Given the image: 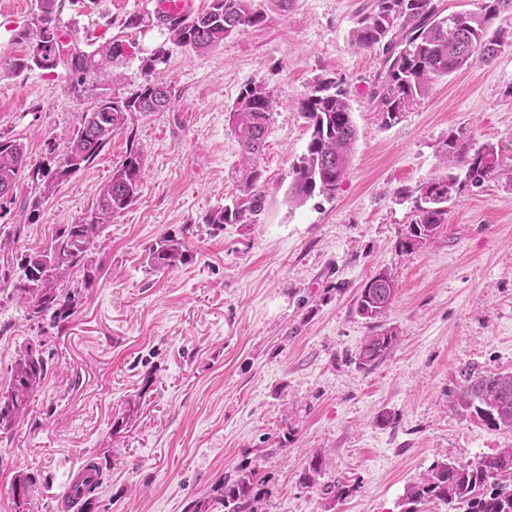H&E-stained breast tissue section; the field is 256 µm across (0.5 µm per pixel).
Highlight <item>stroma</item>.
<instances>
[{
    "mask_svg": "<svg viewBox=\"0 0 512 512\" xmlns=\"http://www.w3.org/2000/svg\"><path fill=\"white\" fill-rule=\"evenodd\" d=\"M264 20L194 52L175 46L147 0H66L61 21L92 50L122 40L109 77L67 88L64 69L0 70V134L54 172L86 112L145 80L174 94L170 110L129 114L88 168L41 197L21 181L0 217V384L19 351L42 341L49 372L25 418L0 433V512L29 480L24 512H66L72 471L96 462L101 485L81 512H187L224 475L255 466L263 512H402L409 485L436 460L466 462L512 446L450 408L460 368L512 371V47L439 79L398 123L372 100L381 49L352 40L376 0H253ZM141 17L138 28L126 21ZM320 78L348 91L358 129L334 198L298 205L290 172L310 139L302 103ZM276 99L260 159L266 181L251 224L207 217L238 195L241 148L230 111L248 82ZM494 145L499 176L462 186L430 242L403 251L412 194L437 175L445 142ZM139 194L64 281L76 312L57 327L31 320L11 293L21 257L75 223L129 151ZM190 262L154 271L160 237ZM388 270L399 293L381 319L396 345L374 366L359 353L372 323L359 289ZM325 471L302 475L313 455ZM348 495L335 498L330 485Z\"/></svg>",
    "mask_w": 512,
    "mask_h": 512,
    "instance_id": "obj_1",
    "label": "stroma"
}]
</instances>
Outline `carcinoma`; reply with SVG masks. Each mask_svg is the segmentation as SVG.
I'll return each instance as SVG.
<instances>
[{"label": "carcinoma", "instance_id": "cac0c4a2", "mask_svg": "<svg viewBox=\"0 0 512 512\" xmlns=\"http://www.w3.org/2000/svg\"><path fill=\"white\" fill-rule=\"evenodd\" d=\"M512 13V0H481L473 12L444 13L434 0H378L373 12L362 17L354 30V44L365 50L382 48V68L375 77L372 100L383 114L384 123H397L403 113L425 98L432 85L473 60L492 61L507 44L503 14ZM57 0H34V22L16 33L24 46L18 55L0 57V69L21 73L31 68L65 69L70 88L77 90L91 73L104 74L122 45L107 42L86 52L66 43ZM263 16L253 8V0H210L209 6L188 19L165 23L170 40L194 51L213 48L246 27L258 25ZM172 103L171 87L147 82L125 99L95 106L72 138L54 175L44 181V193L58 182L86 168L120 131L130 112H163ZM275 100L259 82L246 84L231 110L232 130L241 147L243 165L238 170L241 197L232 205L209 215L210 224H250L258 212L265 178L259 159L274 110ZM311 130L306 153L292 168L289 197L302 203L318 194L332 198L349 169L357 127L347 92L334 81L321 80L303 102ZM445 161L452 170L433 176L419 188L416 219L400 242L405 251L433 239L448 215V203L455 199L459 178L480 187L498 175L495 147L486 144L469 149L461 137L448 138ZM44 173L29 167L27 153L16 138L0 136V201L13 202L21 179L31 180ZM142 158L127 153L112 171L111 179L98 191L95 202L74 224L57 232L52 244L28 254L23 274L12 284V293L29 310V318L47 317L60 323L73 312L75 297L61 286L64 274L83 264L94 240L112 219L130 206L140 190ZM150 265L155 270L174 269L188 261L183 242L165 236L149 248ZM357 294L356 311L376 321L393 304L398 285L385 269L370 279ZM397 341L391 329L374 326L364 339L359 354L361 367L380 362ZM48 374V360L39 346L29 342L10 368L8 382L0 388V429H9L25 416L30 395L42 387ZM451 409L475 415L486 425L512 430V371L488 372L475 364L460 371V385L452 393ZM324 460L319 454L309 462L302 480L307 485L321 476ZM269 495L267 482L256 467L241 468L233 478L213 490V495L195 502L190 512H262ZM439 501L448 512H512V447L500 448L464 463L438 461L422 481L407 488L403 512H422L421 506Z\"/></svg>", "mask_w": 512, "mask_h": 512}]
</instances>
